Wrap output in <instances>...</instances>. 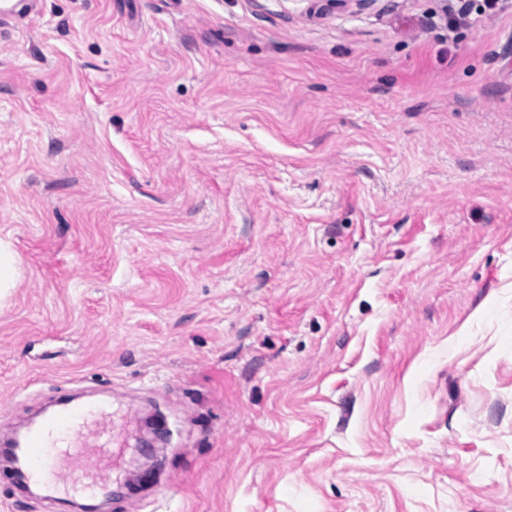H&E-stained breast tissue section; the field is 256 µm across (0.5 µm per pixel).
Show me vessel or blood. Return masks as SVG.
<instances>
[{"instance_id": "obj_1", "label": "vessel or blood", "mask_w": 512, "mask_h": 512, "mask_svg": "<svg viewBox=\"0 0 512 512\" xmlns=\"http://www.w3.org/2000/svg\"><path fill=\"white\" fill-rule=\"evenodd\" d=\"M93 433L111 435L112 416L105 409L73 405L58 410L26 438L22 461L28 478L64 495L106 488L111 467L92 460L86 442Z\"/></svg>"}]
</instances>
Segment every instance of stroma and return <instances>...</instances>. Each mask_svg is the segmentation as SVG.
I'll use <instances>...</instances> for the list:
<instances>
[{"label": "stroma", "mask_w": 512, "mask_h": 512, "mask_svg": "<svg viewBox=\"0 0 512 512\" xmlns=\"http://www.w3.org/2000/svg\"><path fill=\"white\" fill-rule=\"evenodd\" d=\"M11 8L0 441L102 397L106 512H512V0ZM18 274L16 259L11 250L10 244L0 242V300L4 299L5 293L15 284Z\"/></svg>", "instance_id": "35a3bbf8"}]
</instances>
